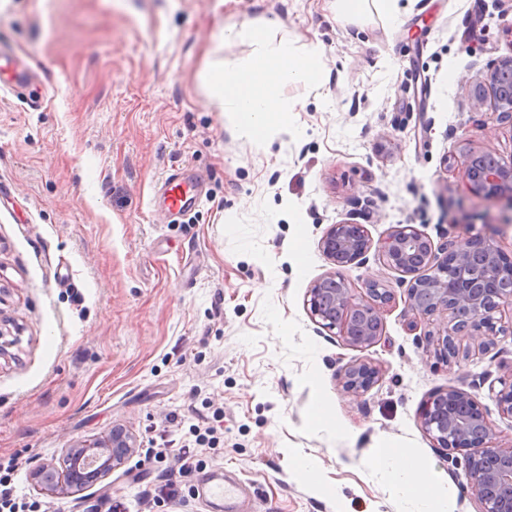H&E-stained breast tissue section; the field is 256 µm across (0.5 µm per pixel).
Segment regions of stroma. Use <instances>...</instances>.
<instances>
[{
  "mask_svg": "<svg viewBox=\"0 0 512 512\" xmlns=\"http://www.w3.org/2000/svg\"><path fill=\"white\" fill-rule=\"evenodd\" d=\"M242 25L326 59L320 86L282 87L294 126L259 144L203 83L212 61L252 53L220 44ZM0 43L40 99L0 90V463L18 496L49 512H211L193 487L220 468L250 482L249 512H412L374 466L393 448L427 462L453 512H478L463 456L433 447L416 412L449 385L495 410L512 335L436 363L375 259L344 274L396 296L377 345L339 344L304 301L333 269L319 241L341 222L375 238L411 224L437 244L494 233L512 252L501 205L463 189L468 149L512 156V125L467 95L512 56V0H390L357 16L336 0H0ZM184 166L206 194L192 222L169 224L154 191ZM359 357L382 376L354 398L338 372ZM319 405L332 426L313 424ZM116 425L138 438L129 462L77 495H40L37 465ZM194 425L218 442L182 474ZM297 452L316 480L294 471ZM174 473L182 497L156 500Z\"/></svg>",
  "mask_w": 512,
  "mask_h": 512,
  "instance_id": "1",
  "label": "stroma"
}]
</instances>
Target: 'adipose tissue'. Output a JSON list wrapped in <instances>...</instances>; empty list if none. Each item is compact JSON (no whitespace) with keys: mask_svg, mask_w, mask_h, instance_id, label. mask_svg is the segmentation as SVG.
Segmentation results:
<instances>
[{"mask_svg":"<svg viewBox=\"0 0 512 512\" xmlns=\"http://www.w3.org/2000/svg\"><path fill=\"white\" fill-rule=\"evenodd\" d=\"M222 41L227 45L248 41L255 50L242 62L228 65L219 61L206 71L210 99L250 141L288 130L296 105L281 97L277 89L290 83L320 85L325 76L321 49L313 46L300 52L288 36L276 37L247 26L226 28ZM376 464L393 478L403 497L415 501V512H447L446 497L435 494L426 482L425 460L406 459L396 450L384 449Z\"/></svg>","mask_w":512,"mask_h":512,"instance_id":"adipose-tissue-1","label":"adipose tissue"}]
</instances>
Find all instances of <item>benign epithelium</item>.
<instances>
[{
  "instance_id": "7a95c632",
  "label": "benign epithelium",
  "mask_w": 512,
  "mask_h": 512,
  "mask_svg": "<svg viewBox=\"0 0 512 512\" xmlns=\"http://www.w3.org/2000/svg\"><path fill=\"white\" fill-rule=\"evenodd\" d=\"M468 97L479 105L492 103L500 119L512 122V57L471 86ZM463 174L468 192L503 204L511 223L512 159L470 151ZM319 245L337 269L311 284L306 308L314 323L336 331L345 346L361 351L385 337L384 312L395 300L394 293L377 280L358 288L341 272L365 263L371 252L407 285L404 304L410 328L432 325L419 339L437 360L449 366L461 355L483 356L498 336L512 334V257L492 236L478 233L458 247L446 242L436 246L411 224L394 226L375 240L365 225L344 222L331 225ZM463 333L468 337L464 345L459 339ZM380 378L381 368L366 359H355L339 370L342 389L353 397L368 392ZM499 384L498 414L512 420V371ZM418 420L433 447L450 454L464 452L479 512H504V503L512 502V443H502L487 408L450 385L422 402ZM137 449L132 430L114 427L103 438L74 442L59 460L35 469L32 480L48 495L68 496L109 477Z\"/></svg>"
}]
</instances>
